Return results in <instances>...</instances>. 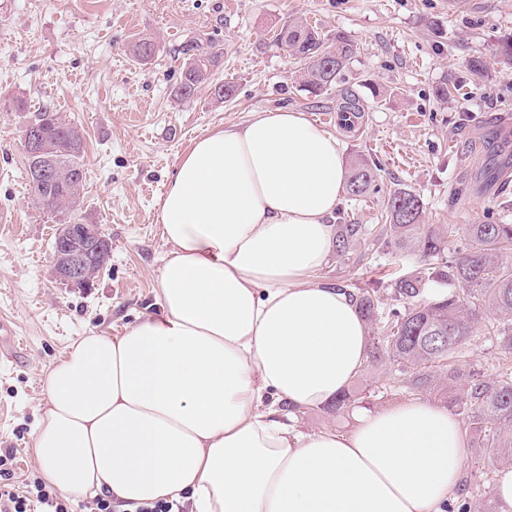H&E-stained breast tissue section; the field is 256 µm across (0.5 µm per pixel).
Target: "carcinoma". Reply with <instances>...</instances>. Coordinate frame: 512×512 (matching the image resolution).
<instances>
[{
	"label": "carcinoma",
	"instance_id": "obj_1",
	"mask_svg": "<svg viewBox=\"0 0 512 512\" xmlns=\"http://www.w3.org/2000/svg\"><path fill=\"white\" fill-rule=\"evenodd\" d=\"M274 44L287 55L304 63L301 86L311 94L339 82L342 71L356 53V45L343 34L328 44L312 27L286 21L274 35ZM136 61L146 62L156 52L154 40L140 36L127 46ZM185 62L180 69L176 94L183 100L194 97L200 86L210 83L224 51L215 46L206 52L183 47ZM362 99L343 93L339 111L357 115L364 111ZM38 120L37 153L25 150L26 176L32 201L38 207L66 216L64 223L80 219L83 199L79 189L86 178L84 148L76 125L62 113L43 106ZM57 164L63 178L46 181L40 169ZM377 173L366 163L356 165L346 185L353 197L364 195L375 185ZM387 224L364 229L360 224L336 227V254L371 251L384 247L391 252L419 256L421 265L389 281L394 299L405 301L404 310L392 309L380 333L372 337L370 357L386 361L404 375L411 392L436 388L437 373L448 377V393L459 413L466 415L470 446L484 455L512 462V327L490 324L488 334L496 340L505 363L492 380L464 374L459 365L465 345L481 311L488 309L512 316V264L500 257L512 251V224H469L464 228L465 246L451 260L442 258L448 237L456 228L445 224L421 223L423 202L409 190L388 194ZM448 282V292L438 281ZM380 283L368 288L354 287L350 295L367 323L378 319ZM464 382L462 395L453 394Z\"/></svg>",
	"mask_w": 512,
	"mask_h": 512
}]
</instances>
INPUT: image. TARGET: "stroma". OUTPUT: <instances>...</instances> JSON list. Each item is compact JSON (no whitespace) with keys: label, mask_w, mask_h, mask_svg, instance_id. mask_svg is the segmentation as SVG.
<instances>
[{"label":"stroma","mask_w":512,"mask_h":512,"mask_svg":"<svg viewBox=\"0 0 512 512\" xmlns=\"http://www.w3.org/2000/svg\"><path fill=\"white\" fill-rule=\"evenodd\" d=\"M315 26L325 41L345 33L357 52L340 81L318 95L301 90L299 63L273 45L288 20ZM157 53L137 63L127 52L139 36ZM224 49L214 82L191 100L174 88L192 40ZM512 0H0V318L23 342L0 360V448L13 449L12 484L39 481L33 434L49 404L44 376L77 336L113 335L156 312L157 278L170 250L161 235L159 199L196 138L248 121L254 113H336L340 94L365 110L351 129L333 123L344 165L375 166L364 196H343L338 224L380 223L388 193L420 195L426 224H512V187L486 181L485 168H512ZM486 68L467 69L471 58ZM457 82L450 99L440 86ZM381 97H374L373 89ZM50 105L79 126L85 141L84 208L112 240V256L88 289L68 287L52 269L58 218L33 204L20 142L27 113ZM414 255L385 251L330 256L319 281L371 286L417 266ZM485 312L461 366L495 378L503 354L485 331ZM359 406L379 410L409 401L397 372L366 362L351 380ZM499 463L466 451L464 485L474 505L492 502Z\"/></svg>","instance_id":"1"}]
</instances>
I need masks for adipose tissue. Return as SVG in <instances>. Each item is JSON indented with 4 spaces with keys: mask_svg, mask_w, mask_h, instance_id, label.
<instances>
[{
    "mask_svg": "<svg viewBox=\"0 0 512 512\" xmlns=\"http://www.w3.org/2000/svg\"><path fill=\"white\" fill-rule=\"evenodd\" d=\"M344 182L338 140L300 112L195 141L159 203L158 312L79 337L45 374L46 484L133 508L447 512L466 440L445 408L363 410L345 433L291 423L327 410L366 358L354 301L314 278Z\"/></svg>",
    "mask_w": 512,
    "mask_h": 512,
    "instance_id": "ef3b65f1",
    "label": "adipose tissue"
}]
</instances>
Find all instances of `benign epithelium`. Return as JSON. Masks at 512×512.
Instances as JSON below:
<instances>
[{
	"label": "benign epithelium",
	"instance_id": "obj_1",
	"mask_svg": "<svg viewBox=\"0 0 512 512\" xmlns=\"http://www.w3.org/2000/svg\"><path fill=\"white\" fill-rule=\"evenodd\" d=\"M110 257L108 240L101 225L81 220L61 225L55 244L54 273L73 286L98 278Z\"/></svg>",
	"mask_w": 512,
	"mask_h": 512
}]
</instances>
